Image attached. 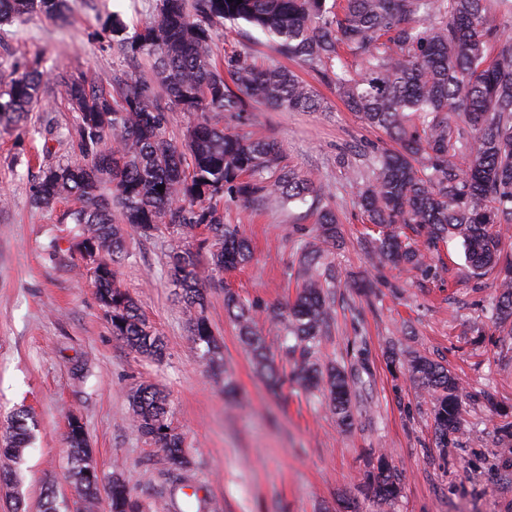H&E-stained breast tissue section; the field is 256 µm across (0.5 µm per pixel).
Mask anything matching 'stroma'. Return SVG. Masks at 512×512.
<instances>
[{
  "label": "stroma",
  "instance_id": "obj_1",
  "mask_svg": "<svg viewBox=\"0 0 512 512\" xmlns=\"http://www.w3.org/2000/svg\"><path fill=\"white\" fill-rule=\"evenodd\" d=\"M154 0H68L69 23L24 17L0 40V81L39 65L93 84L111 83L127 65L101 22L120 14L129 26L150 18ZM218 50L250 45L257 61L275 60L271 41L242 23L215 34ZM320 112H279L262 106L220 116L225 126L277 137L289 168L317 179L339 220L343 244L330 257L340 284L323 361L357 368L354 424L341 429L326 403L295 381L270 391L256 372L224 311L232 289L261 306L296 296V242L315 233L301 209L261 211L226 202L254 248L251 265L224 272L210 286L204 314L223 341L224 396L190 340L189 312L169 283L170 237L126 234L118 279L137 300L166 345L162 361L130 350L112 334L82 259L67 240L66 202L32 205L43 167L70 159L65 136L76 119L54 83L21 127L0 126V441L13 410L27 409L35 439L18 476L26 512H41L53 491L59 512H79L68 478V416L83 423L103 479L121 476L144 512H189L196 489L214 512H512V336L490 320L496 273L474 278L459 241L431 251L435 276L378 264L368 252L372 231L356 202V184L384 135L363 125L325 85ZM448 366L468 393L461 431L436 445L430 396L390 346ZM169 396L172 422L184 436L187 467L178 469L132 424L129 396L140 384ZM384 451L397 467L401 495L389 504L362 499L369 454Z\"/></svg>",
  "mask_w": 512,
  "mask_h": 512
}]
</instances>
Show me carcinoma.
I'll list each match as a JSON object with an SVG mask.
<instances>
[{
	"label": "carcinoma",
	"instance_id": "cac0c4a2",
	"mask_svg": "<svg viewBox=\"0 0 512 512\" xmlns=\"http://www.w3.org/2000/svg\"><path fill=\"white\" fill-rule=\"evenodd\" d=\"M67 0H0V30L40 14L67 21ZM512 0H156L154 16L130 33L117 15L102 28L133 69L151 63L167 104L196 116L185 148L167 134V108L148 95L149 80L115 79L111 87L89 84L64 72L58 92L77 113L68 139L76 160L42 170L32 203L49 207L70 198L63 223L78 229L72 247L86 259L112 335L142 356L160 361L163 338L140 313L115 269L125 249V227L151 236L165 226L171 237L168 276L194 310L189 330L202 358H219L220 340L203 315L206 285L198 256L207 251L217 273L251 262L249 241L224 222V201L249 208L305 206L317 215L316 234L297 247V294L284 310L266 309L282 324L278 351L294 366L295 381L319 392L343 427L353 423L352 373L321 363L323 336L335 304L338 220L327 194L308 175L283 164L279 142L262 133H240L214 121L222 113L250 112L261 104L282 112H318L312 85L290 69L259 65L242 46L218 59L213 32L244 22L267 35L276 52L336 87L366 125L398 145L372 152L358 206L376 227L372 253L381 264L424 273L430 245L461 240L465 261L477 276L500 277L491 308L496 326L512 322V260L500 227L512 224ZM44 74L33 67L0 86V123L18 125L42 98ZM163 186L158 191L157 186ZM224 310L267 383L283 384L274 354L256 328L259 306L224 292ZM409 378L433 399L438 447L460 429L465 397L458 378L427 357L411 355ZM135 428L174 466L189 464L183 437L171 426L168 396L152 385L131 395ZM30 444L27 414L15 413L0 448L3 471H12ZM75 495L91 506L105 491L107 512H142L124 481L104 486L88 475L90 448L83 427L67 432ZM363 495L387 503L401 493L399 475L384 453L370 456Z\"/></svg>",
	"mask_w": 512,
	"mask_h": 512
}]
</instances>
